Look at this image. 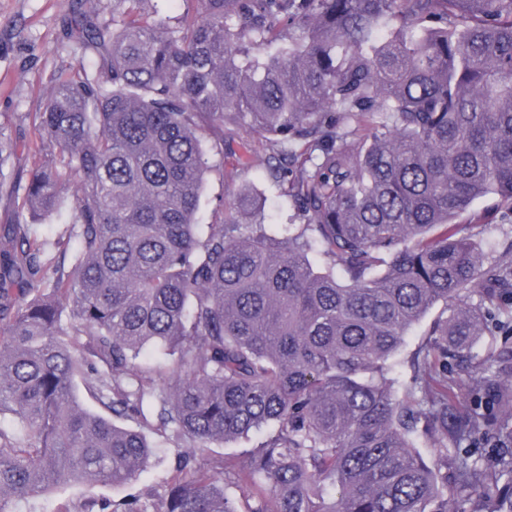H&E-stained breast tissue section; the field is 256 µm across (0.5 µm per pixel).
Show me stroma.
Masks as SVG:
<instances>
[{
	"label": "stroma",
	"mask_w": 512,
	"mask_h": 512,
	"mask_svg": "<svg viewBox=\"0 0 512 512\" xmlns=\"http://www.w3.org/2000/svg\"><path fill=\"white\" fill-rule=\"evenodd\" d=\"M113 0H0V138L8 140L13 151L0 169V225L21 224L31 235L42 238L47 256H55L57 239L64 235L65 216L35 218L23 209L25 187L35 161L40 156L41 137L34 120L43 107L55 80L85 66L95 73L94 58L82 52L70 36L74 17L99 26H111ZM248 139L244 131L225 135L224 148L209 156L210 171L201 198L200 224L224 221V204L245 184H254L265 200V225L275 230L280 224H300L292 201L281 193L265 169L263 154H254L249 166L236 164L235 156ZM473 212L485 213L480 222L462 216L453 230L458 235L481 241L487 262L502 260L512 245V219L504 217L495 200L480 199ZM154 447L145 470L124 486L75 484L60 486L42 497L19 502L16 512H76L89 499L119 500L137 497L146 501L151 512H159L167 481L179 457L203 465L224 458H242L259 448L263 436L254 434L201 450L192 444L180 445L167 437L150 434Z\"/></svg>",
	"instance_id": "obj_1"
}]
</instances>
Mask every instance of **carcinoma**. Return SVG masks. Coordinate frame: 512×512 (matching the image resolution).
I'll list each match as a JSON object with an SVG mask.
<instances>
[{
    "label": "carcinoma",
    "instance_id": "carcinoma-1",
    "mask_svg": "<svg viewBox=\"0 0 512 512\" xmlns=\"http://www.w3.org/2000/svg\"><path fill=\"white\" fill-rule=\"evenodd\" d=\"M119 2L112 29H72L99 75L59 77L35 116L46 160L24 201L49 215L72 193L70 267L0 232V512L129 482L152 429L197 448L268 431L244 459H182L161 512H512V328L474 353L512 308V260L434 234L485 197L512 211V0H194L173 28ZM228 126L269 151L306 224L267 231L244 187L201 230ZM438 303L400 394L391 359ZM147 351L176 365L160 391ZM450 358L478 377L469 405ZM79 382L142 424L85 408ZM483 440L484 462L461 447ZM233 478L255 489L244 509Z\"/></svg>",
    "mask_w": 512,
    "mask_h": 512
}]
</instances>
